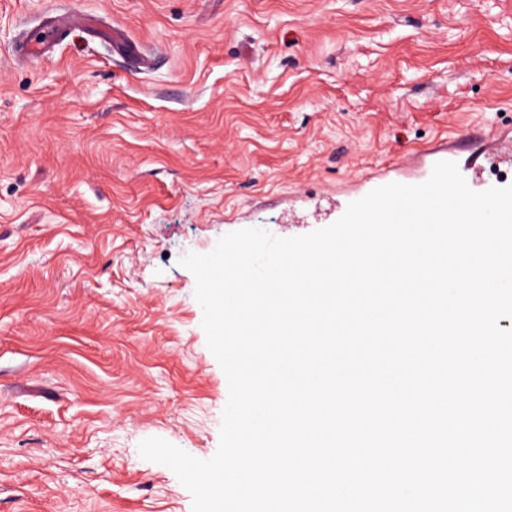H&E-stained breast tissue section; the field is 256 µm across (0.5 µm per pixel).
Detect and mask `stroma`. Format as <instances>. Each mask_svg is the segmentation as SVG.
<instances>
[{
	"label": "stroma",
	"instance_id": "1",
	"mask_svg": "<svg viewBox=\"0 0 512 512\" xmlns=\"http://www.w3.org/2000/svg\"><path fill=\"white\" fill-rule=\"evenodd\" d=\"M58 9L98 21L26 62ZM155 57L113 55V29ZM469 128L512 138V0H0V512H192L140 442L217 451L183 256L327 227Z\"/></svg>",
	"mask_w": 512,
	"mask_h": 512
}]
</instances>
